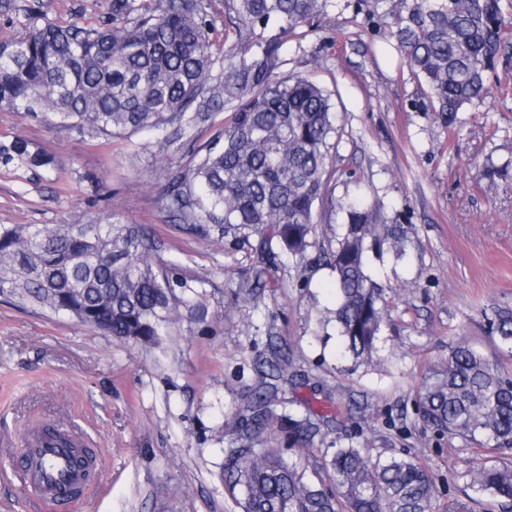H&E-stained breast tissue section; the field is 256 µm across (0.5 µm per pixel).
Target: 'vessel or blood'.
Here are the masks:
<instances>
[{
  "mask_svg": "<svg viewBox=\"0 0 512 512\" xmlns=\"http://www.w3.org/2000/svg\"><path fill=\"white\" fill-rule=\"evenodd\" d=\"M85 440L75 433L62 432L54 439L36 434L29 442L27 463L21 473V483L27 497L35 502L67 499L72 491L92 486L97 463L95 457L84 454ZM71 456L85 459L83 470L73 471L67 465Z\"/></svg>",
  "mask_w": 512,
  "mask_h": 512,
  "instance_id": "vessel-or-blood-1",
  "label": "vessel or blood"
}]
</instances>
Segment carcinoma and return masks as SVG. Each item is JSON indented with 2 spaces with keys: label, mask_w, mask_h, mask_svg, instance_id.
Masks as SVG:
<instances>
[{
  "label": "carcinoma",
  "mask_w": 512,
  "mask_h": 512,
  "mask_svg": "<svg viewBox=\"0 0 512 512\" xmlns=\"http://www.w3.org/2000/svg\"><path fill=\"white\" fill-rule=\"evenodd\" d=\"M210 0H112V26L97 29L39 22L0 41V108L110 140L149 131L159 153L173 136L199 159L169 168L163 195L174 223L191 234L258 237L262 267L255 287L282 258L301 265L312 247L315 210L329 190L336 113L332 93L302 77L282 76L283 37L325 14L336 0H224L228 28L222 67L208 19ZM391 35L418 79L431 111L448 127L483 99L486 75L505 55L502 0H398ZM229 113L224 130L197 147L210 109ZM0 164L36 170L56 161L26 140L0 142ZM342 233L320 260L334 274V323L341 353L360 365L371 359L389 309L385 287L369 265L388 253L402 258L404 225L382 220L376 206L355 198L342 207ZM160 248L141 224L119 218L78 224H0V293L24 308L70 316L128 343L154 345L179 320L184 298ZM488 332L512 348V315L488 319ZM255 362L258 385L243 399L224 449V483L240 512H435L436 483L409 456L384 459L341 446L299 462L273 447L295 385L288 356L269 342ZM417 414L494 452L472 487L512 512V374L458 345L448 363L424 377ZM288 415V449L314 444L335 411L307 404Z\"/></svg>",
  "instance_id": "1"
}]
</instances>
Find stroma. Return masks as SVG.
Masks as SVG:
<instances>
[{
    "mask_svg": "<svg viewBox=\"0 0 512 512\" xmlns=\"http://www.w3.org/2000/svg\"><path fill=\"white\" fill-rule=\"evenodd\" d=\"M392 5L336 0L282 48L287 73L332 94L336 203L379 202L382 217L413 240L403 259L370 264L389 287L391 314L371 361L358 367L337 360V338L320 322L336 304L330 269L288 262L253 289L251 244L173 223L165 168L187 166L188 148L172 145L162 157L146 133L104 144L0 108V141L23 138L64 165L58 173L0 166V224L113 214L149 227L173 279L204 283L154 347L0 296V512H45L26 498L19 473L29 432L48 424L85 433L99 460L98 485L74 512H238L224 486L228 428L270 338L309 379L288 412H303L313 396L336 413L309 454L332 443L407 454L434 476L440 506L469 495L473 512H500L468 479L484 451L425 428L414 396L461 343L512 373V352L486 327L487 315L512 313V61L496 64L486 98L446 128L377 23ZM33 16L96 28L111 20L112 0H0V39L25 35Z\"/></svg>",
    "mask_w": 512,
    "mask_h": 512,
    "instance_id": "35a3bbf8",
    "label": "stroma"
}]
</instances>
